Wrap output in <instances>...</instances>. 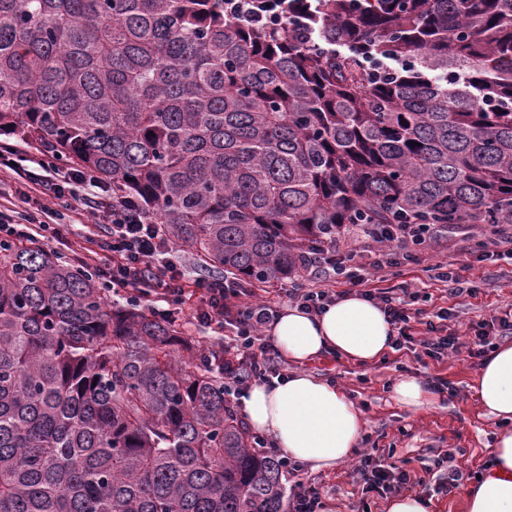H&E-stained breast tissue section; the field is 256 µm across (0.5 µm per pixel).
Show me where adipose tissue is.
Listing matches in <instances>:
<instances>
[{
  "label": "adipose tissue",
  "mask_w": 512,
  "mask_h": 512,
  "mask_svg": "<svg viewBox=\"0 0 512 512\" xmlns=\"http://www.w3.org/2000/svg\"><path fill=\"white\" fill-rule=\"evenodd\" d=\"M265 332L291 361L331 352L360 365L387 355L394 336L378 305L355 293L313 316L288 309ZM473 389L488 416L512 421V343L494 347ZM242 413L251 431L316 469L351 460L362 434V413L344 390L305 372L251 386ZM464 512H512V430L497 436L490 467L465 492Z\"/></svg>",
  "instance_id": "1"
}]
</instances>
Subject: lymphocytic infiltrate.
<instances>
[{
	"label": "lymphocytic infiltrate",
	"instance_id": "f902f5d3",
	"mask_svg": "<svg viewBox=\"0 0 512 512\" xmlns=\"http://www.w3.org/2000/svg\"><path fill=\"white\" fill-rule=\"evenodd\" d=\"M11 170L33 185L39 194L60 198L67 185L81 182L96 186L97 180L79 168L62 170L39 161L37 166L24 162L16 145L0 141V170ZM93 205L102 208L112 227L105 243L112 260L108 263L93 262L91 268L113 292L132 291L154 315L171 318L172 309L184 301L187 289H194L199 303L192 317L204 324L229 326L233 337L224 345V393L233 398L244 396L250 381H269L279 376L280 367L270 356V346L264 343L260 330L275 316L273 303L259 298L255 291L239 289L229 279H205L188 282L180 266L173 261V246L166 239L163 227L130 196L95 195ZM355 249L340 247L323 249L318 265L344 276L351 285L362 286L363 297L379 304L396 334L392 346L395 350L419 343L427 356H442L467 350L469 356H484L494 340L512 334V320L501 317L470 324L473 338L469 346H462L457 332L447 325L435 324L431 313L412 309L415 298L408 286L399 291L389 288H372L368 282L372 272L382 268L381 259L362 261ZM353 479L360 483L363 492L388 494L400 490L410 481L403 466L397 463H380L374 454H364L354 471Z\"/></svg>",
	"mask_w": 512,
	"mask_h": 512
}]
</instances>
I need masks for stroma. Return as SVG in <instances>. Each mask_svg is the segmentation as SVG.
Segmentation results:
<instances>
[{"label": "stroma", "mask_w": 512, "mask_h": 512, "mask_svg": "<svg viewBox=\"0 0 512 512\" xmlns=\"http://www.w3.org/2000/svg\"><path fill=\"white\" fill-rule=\"evenodd\" d=\"M93 190L82 183L72 184L63 199H48L47 204L59 215L65 228L64 239L45 232L43 241L70 261L80 260L98 250L107 239L109 225L100 223L84 206ZM492 247L482 224H452L435 229L430 242L420 250V264L386 267V286L407 283L418 286L415 307L428 312L446 311L449 325L465 328L470 321L504 314L512 309V260L483 259ZM454 263L463 281L476 286L475 296H443L438 287L428 286V267L439 262ZM480 359L467 353L448 356L440 361L415 358L407 350L389 352L370 365L348 362L326 354L303 364L304 372L339 383L363 414L359 453L380 448L405 460L411 481L404 491L430 501L431 512H464L463 490L482 474L490 460L501 423L484 415L473 390ZM413 375L423 383L447 382L449 389L435 393L430 403L411 408L396 401L395 382ZM455 456L461 473L459 489L447 493L448 467L441 464L444 454ZM352 464L329 470L304 466V481L318 487L328 512H387V499L362 493L352 482Z\"/></svg>", "instance_id": "stroma-1"}]
</instances>
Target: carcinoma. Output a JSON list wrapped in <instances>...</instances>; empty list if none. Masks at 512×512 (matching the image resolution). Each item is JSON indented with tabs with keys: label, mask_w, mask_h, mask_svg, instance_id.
Instances as JSON below:
<instances>
[{
	"label": "carcinoma",
	"mask_w": 512,
	"mask_h": 512,
	"mask_svg": "<svg viewBox=\"0 0 512 512\" xmlns=\"http://www.w3.org/2000/svg\"><path fill=\"white\" fill-rule=\"evenodd\" d=\"M224 2L0 0V135L243 287L355 224H512V0ZM209 352L1 239L0 512H287Z\"/></svg>",
	"instance_id": "1"
}]
</instances>
